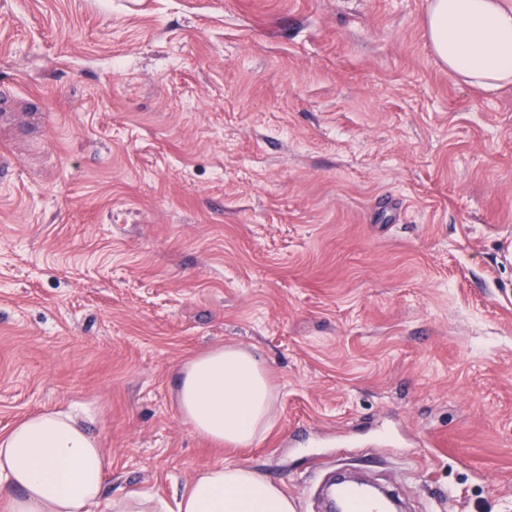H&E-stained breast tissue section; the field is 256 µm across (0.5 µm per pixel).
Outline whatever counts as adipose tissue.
Wrapping results in <instances>:
<instances>
[{
    "label": "adipose tissue",
    "instance_id": "obj_1",
    "mask_svg": "<svg viewBox=\"0 0 512 512\" xmlns=\"http://www.w3.org/2000/svg\"><path fill=\"white\" fill-rule=\"evenodd\" d=\"M424 26L450 75L483 89L512 84L504 0H430ZM177 375L178 410L199 435L247 446L270 427L274 390L254 354L219 346ZM81 414L43 411L0 434V512H295L277 485L242 464L199 471L172 506L148 495L104 497L112 462Z\"/></svg>",
    "mask_w": 512,
    "mask_h": 512
}]
</instances>
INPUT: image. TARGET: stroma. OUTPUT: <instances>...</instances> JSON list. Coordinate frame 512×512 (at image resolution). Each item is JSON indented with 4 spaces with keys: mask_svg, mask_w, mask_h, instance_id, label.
Returning a JSON list of instances; mask_svg holds the SVG:
<instances>
[{
    "mask_svg": "<svg viewBox=\"0 0 512 512\" xmlns=\"http://www.w3.org/2000/svg\"><path fill=\"white\" fill-rule=\"evenodd\" d=\"M429 0H0V433L72 405L109 495L341 468L407 512H512V86L449 75ZM257 355L250 446L179 365ZM177 375L178 410L199 435L248 446L270 427L274 390L254 354L215 347L183 364Z\"/></svg>",
    "mask_w": 512,
    "mask_h": 512,
    "instance_id": "35a3bbf8",
    "label": "stroma"
}]
</instances>
